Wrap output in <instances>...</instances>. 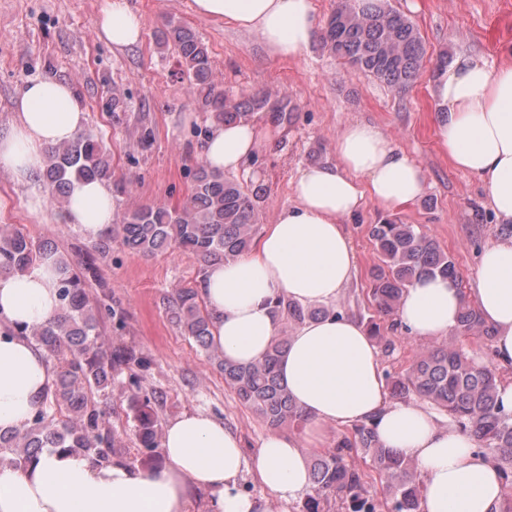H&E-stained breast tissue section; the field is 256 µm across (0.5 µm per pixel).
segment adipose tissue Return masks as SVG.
I'll return each instance as SVG.
<instances>
[{"mask_svg":"<svg viewBox=\"0 0 512 512\" xmlns=\"http://www.w3.org/2000/svg\"><path fill=\"white\" fill-rule=\"evenodd\" d=\"M193 12L255 34L268 55L296 60L313 42L318 23L311 0H191ZM97 36L121 51L139 42L142 20L130 0H104ZM440 150L456 170L479 180L496 224L512 225V57L488 65L459 51L432 83ZM87 114L72 86L51 78L29 80L13 121L0 133V167L26 179L42 171L50 147L74 139ZM259 141L253 121L211 126L201 159L238 173ZM336 162L303 169L292 202L266 225L254 249L227 263L207 264L200 293L212 315V333L226 361L260 360L279 333L274 306L285 298L330 308L300 324L280 358L281 383L308 422L304 438L268 431L254 456L239 435L203 413L169 421L162 438L163 467L102 465L76 454L47 451L32 464H0V512H191L192 489L209 495V512H268L269 501L292 503L311 487L309 452L324 445L325 427L371 420L381 443L414 461L422 481V512H500L507 490L490 453L425 403H387L377 346L356 319L333 314L357 271L345 229L366 201L395 211L426 188L422 168L373 124L353 122L337 135ZM111 188L77 181L57 215L95 239L111 227ZM52 260L0 275V323L39 325L59 311ZM471 292L494 330L498 368L512 369V236L486 244ZM463 294L455 280L423 277L405 291L398 320L422 339L454 330ZM54 373L41 349L26 338L0 335V433L21 429L50 387ZM254 474L259 494L242 491Z\"/></svg>","mask_w":512,"mask_h":512,"instance_id":"ef3b65f1","label":"adipose tissue"}]
</instances>
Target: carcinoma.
<instances>
[{"label": "carcinoma", "instance_id": "obj_1", "mask_svg": "<svg viewBox=\"0 0 512 512\" xmlns=\"http://www.w3.org/2000/svg\"><path fill=\"white\" fill-rule=\"evenodd\" d=\"M161 41L174 47L186 89L202 92L210 122H237L264 112L277 126L290 122L294 108L270 91L242 93L230 99L217 89L208 48L189 27L170 22L161 33ZM319 43L346 64L399 93L415 84L427 56L417 27L385 0H367L362 7L356 6L355 0H338ZM74 180H112L111 156L93 134H80L48 153L41 181L48 188L50 201L66 205L68 187ZM262 199L260 189L228 179L201 163L191 193L180 207L145 205L130 209L94 248L104 252L114 241L149 257L178 246L192 251L205 264L227 262L250 249ZM370 236L382 264L371 270L369 296L376 317L388 322L387 329L393 332V317L412 281L422 276L455 278L456 264L416 224H373ZM47 258L54 259L59 274V313L45 324L7 327L3 335L26 337L43 348L56 362L55 378L26 425L0 433V464H29L45 448L83 453L102 464L121 462L131 456L132 449L112 432L100 397L111 386L112 374L127 365L134 354L122 344L102 350L98 327L108 318L123 328L122 303L90 301L84 283L87 277L96 276L92 262L83 263L56 246L35 243L19 229L0 226V275L22 272ZM164 304L170 321L206 353L242 405L274 429L304 422L277 374L287 337L276 336L264 358L256 363L231 364L211 340V317L198 289L174 288L164 297ZM276 310L288 325L329 314L286 299L277 301ZM456 334L487 342L494 339L491 327L470 302L459 312ZM384 377L393 396L420 399L450 417L474 439L479 450L493 454L508 488L504 512H512V411L498 400L500 370L453 344H442L427 348L405 374L387 372ZM129 410L136 421L139 462L152 470L161 467L155 403L150 395L135 393ZM354 451L369 459L375 474L372 481L349 463ZM411 465L410 459L382 445L373 425L357 423L351 434L336 441L334 450L314 459V496L304 512H326L331 500L345 512H377L380 507L391 512H420V485ZM376 483L389 492L380 505L371 492Z\"/></svg>", "mask_w": 512, "mask_h": 512}]
</instances>
